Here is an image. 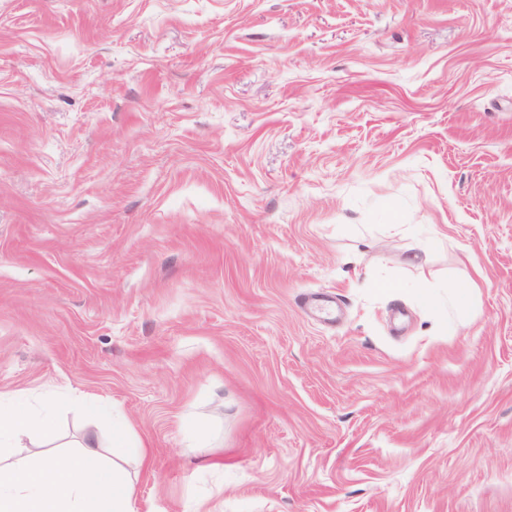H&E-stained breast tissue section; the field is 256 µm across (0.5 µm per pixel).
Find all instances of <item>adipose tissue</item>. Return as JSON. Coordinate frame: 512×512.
Instances as JSON below:
<instances>
[{"label": "adipose tissue", "mask_w": 512, "mask_h": 512, "mask_svg": "<svg viewBox=\"0 0 512 512\" xmlns=\"http://www.w3.org/2000/svg\"><path fill=\"white\" fill-rule=\"evenodd\" d=\"M55 405L52 396L36 409L0 398V512H135L132 482L106 460L95 434L64 461L41 452L15 457L35 434L50 435Z\"/></svg>", "instance_id": "adipose-tissue-1"}]
</instances>
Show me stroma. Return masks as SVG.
<instances>
[{"label": "stroma", "mask_w": 512, "mask_h": 512, "mask_svg": "<svg viewBox=\"0 0 512 512\" xmlns=\"http://www.w3.org/2000/svg\"><path fill=\"white\" fill-rule=\"evenodd\" d=\"M51 391L137 512H512V0H0V395Z\"/></svg>", "instance_id": "stroma-1"}]
</instances>
